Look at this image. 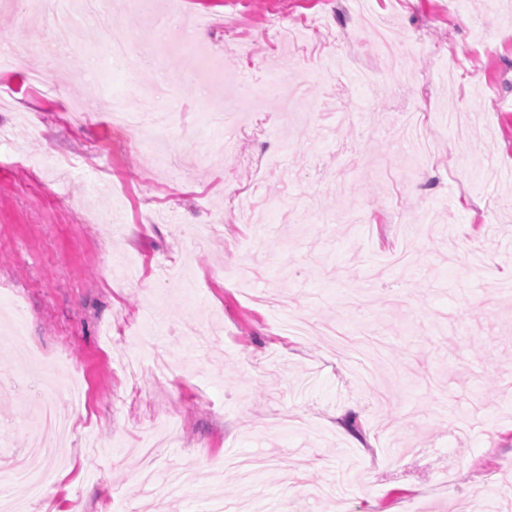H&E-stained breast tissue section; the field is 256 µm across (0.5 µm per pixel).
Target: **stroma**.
Instances as JSON below:
<instances>
[{"label": "stroma", "mask_w": 512, "mask_h": 512, "mask_svg": "<svg viewBox=\"0 0 512 512\" xmlns=\"http://www.w3.org/2000/svg\"><path fill=\"white\" fill-rule=\"evenodd\" d=\"M112 24L42 70L57 0H0V311L80 379L62 394L53 512H512V0H182L202 45L288 109L212 121L225 98L198 53L156 49L154 0H104ZM403 66L366 83L362 17ZM287 21L293 40L274 36ZM216 224L214 237L187 236ZM137 265L109 280L105 263ZM0 322V481L42 430L38 374ZM173 374L130 380L156 347ZM357 433L338 430L337 411ZM176 422L139 485L150 423Z\"/></svg>", "instance_id": "35a3bbf8"}]
</instances>
